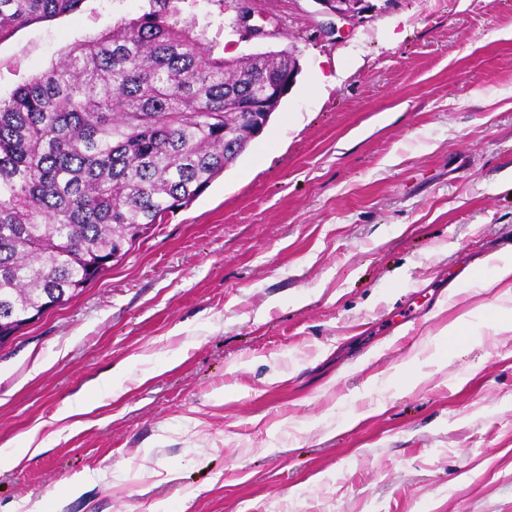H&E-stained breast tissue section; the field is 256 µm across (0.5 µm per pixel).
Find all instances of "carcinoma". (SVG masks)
Returning a JSON list of instances; mask_svg holds the SVG:
<instances>
[{
	"label": "carcinoma",
	"mask_w": 512,
	"mask_h": 512,
	"mask_svg": "<svg viewBox=\"0 0 512 512\" xmlns=\"http://www.w3.org/2000/svg\"><path fill=\"white\" fill-rule=\"evenodd\" d=\"M83 2L0 0V41ZM180 2L148 0L0 98V319L91 281L245 152L242 103L279 106L288 52L216 56Z\"/></svg>",
	"instance_id": "cac0c4a2"
}]
</instances>
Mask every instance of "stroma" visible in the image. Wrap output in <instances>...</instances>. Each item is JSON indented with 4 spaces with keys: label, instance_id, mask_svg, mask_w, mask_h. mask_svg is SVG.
<instances>
[{
    "label": "stroma",
    "instance_id": "stroma-1",
    "mask_svg": "<svg viewBox=\"0 0 512 512\" xmlns=\"http://www.w3.org/2000/svg\"><path fill=\"white\" fill-rule=\"evenodd\" d=\"M145 0H83L0 41V97ZM317 0L183 17L301 72L237 162L0 346V512H512V0ZM459 323L462 335L442 336ZM121 371V389L61 419ZM94 476L79 495L61 488ZM254 0H237L236 1V18L234 27L238 32H242L249 39L267 38L272 35L271 31L264 26L252 24L255 10L253 7ZM317 2L323 7L324 13L344 22L341 28L336 27V32H340L345 25L347 28L353 26L368 8L366 0H317Z\"/></svg>",
    "mask_w": 512,
    "mask_h": 512
}]
</instances>
